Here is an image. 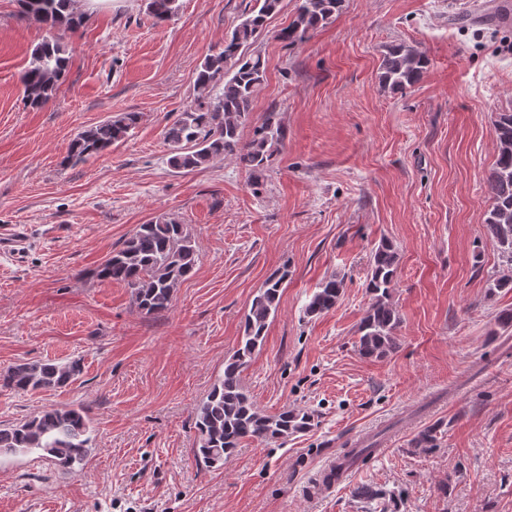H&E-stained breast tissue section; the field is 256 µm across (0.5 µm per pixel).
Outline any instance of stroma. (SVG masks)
<instances>
[{
	"label": "stroma",
	"instance_id": "obj_1",
	"mask_svg": "<svg viewBox=\"0 0 512 512\" xmlns=\"http://www.w3.org/2000/svg\"><path fill=\"white\" fill-rule=\"evenodd\" d=\"M178 2L160 26L148 0H87L66 79L33 110L20 77L48 32L0 0V225L26 232L20 251L0 249V371L82 365L56 391L0 389V425L80 405L91 448L67 475L34 454L0 456V512H376L355 496L361 484L395 493L386 512H512V329L496 325L512 291L488 292L501 258L483 224L492 122L512 111V26L457 14L453 0H345L334 21L287 47L273 33L297 0H282L257 43L266 79L251 119L276 111L287 136L256 192L229 156L193 171L167 163L164 128L193 101L197 68L246 0ZM395 43L430 60L403 94L378 81ZM123 112L141 115L126 139L64 164L78 133ZM162 214L191 225L198 260L157 316L92 271ZM383 238L398 250L401 324L396 350L366 359L357 329ZM283 267L278 310L241 379L261 412L304 410L315 424L206 467L195 409ZM331 275L344 280L336 308L305 317ZM434 423L438 448L415 452L412 438ZM367 429L376 451L332 497L311 501L322 462Z\"/></svg>",
	"mask_w": 512,
	"mask_h": 512
}]
</instances>
